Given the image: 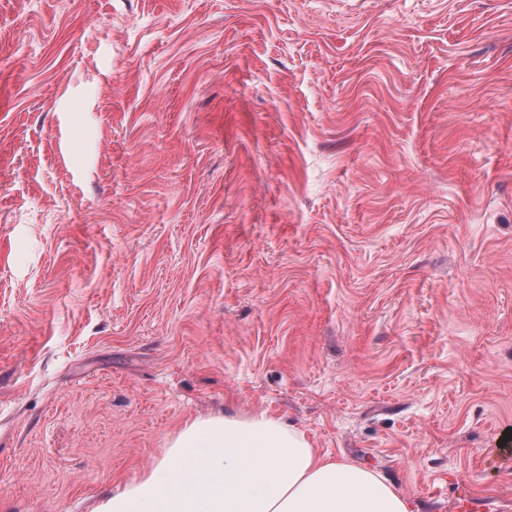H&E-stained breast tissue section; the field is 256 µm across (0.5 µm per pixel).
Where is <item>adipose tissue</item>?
<instances>
[{"instance_id":"1","label":"adipose tissue","mask_w":512,"mask_h":512,"mask_svg":"<svg viewBox=\"0 0 512 512\" xmlns=\"http://www.w3.org/2000/svg\"><path fill=\"white\" fill-rule=\"evenodd\" d=\"M93 512H415L378 473L313 448L304 431L255 413L197 418L141 477Z\"/></svg>"}]
</instances>
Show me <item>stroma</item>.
I'll return each mask as SVG.
<instances>
[{
    "instance_id": "obj_1",
    "label": "stroma",
    "mask_w": 512,
    "mask_h": 512,
    "mask_svg": "<svg viewBox=\"0 0 512 512\" xmlns=\"http://www.w3.org/2000/svg\"><path fill=\"white\" fill-rule=\"evenodd\" d=\"M228 412L512 512V0H0V502Z\"/></svg>"
}]
</instances>
